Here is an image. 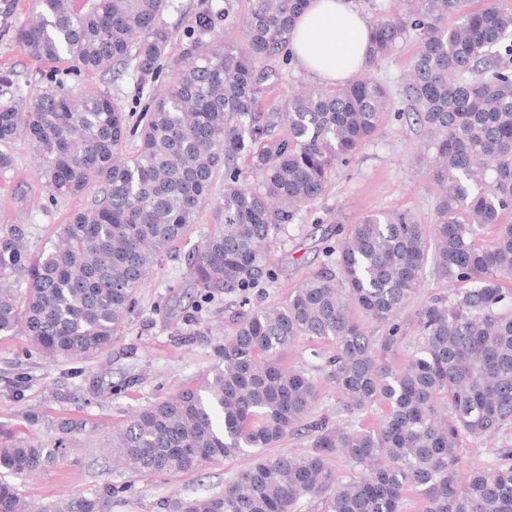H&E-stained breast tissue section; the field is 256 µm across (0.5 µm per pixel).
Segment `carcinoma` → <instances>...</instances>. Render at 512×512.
I'll use <instances>...</instances> for the list:
<instances>
[{"mask_svg": "<svg viewBox=\"0 0 512 512\" xmlns=\"http://www.w3.org/2000/svg\"><path fill=\"white\" fill-rule=\"evenodd\" d=\"M169 0H34L14 38L34 59L80 71L119 65L143 96L171 40L160 23ZM310 0H252L239 15L199 0L185 32L184 66L140 120L125 152L127 116L106 92L48 89L24 105L0 104V145L18 137L38 156V177L55 195L90 184L103 197L63 225L61 243L32 258L16 224L0 237V336L20 334L49 360L91 359L121 335L152 269L214 201L211 225L188 256L206 295L254 287L266 273L264 242L320 198L391 110L376 72L409 39L417 45L399 95L425 132L437 190L432 226L407 212L369 214L336 247V274L306 279L285 305L241 314L219 346L222 361L200 383L144 407L113 431V459L127 472H192L250 449L255 460L224 488L178 496L168 512H402L405 491L423 512H512V446L504 462L460 473L467 438L512 430V6L498 0H392L370 20L368 61L333 87L288 100V131L262 108L269 59H290L298 17ZM237 32L227 41V30ZM250 161L258 182H239ZM224 170V192L213 197ZM497 226L490 247L478 241ZM450 282L472 283L417 312L410 340L399 314L419 291L428 257ZM25 282L23 296L1 280ZM384 326L372 336L351 310ZM301 337L326 340L324 377L336 390L333 421L311 414L317 383L286 365ZM404 354L396 365L392 358ZM385 404L374 426L356 419ZM304 427V452L267 455ZM25 440L0 441V512H27L8 480L65 454ZM341 456L350 473L328 466ZM112 489L52 501L39 512H111Z\"/></svg>", "mask_w": 512, "mask_h": 512, "instance_id": "cac0c4a2", "label": "carcinoma"}]
</instances>
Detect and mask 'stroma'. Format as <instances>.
<instances>
[{
    "mask_svg": "<svg viewBox=\"0 0 512 512\" xmlns=\"http://www.w3.org/2000/svg\"><path fill=\"white\" fill-rule=\"evenodd\" d=\"M197 4L198 0H171L163 12L161 22L172 40L154 90H163L173 77L183 52L184 30ZM272 67L280 78L264 90L267 108H283L302 87L318 83L296 65L277 60ZM3 73L10 74L11 93L20 99L51 85L77 94L108 92L134 123L147 103L132 94L136 82L132 70L117 77L108 71L57 72L51 64L26 55L9 34L0 37ZM403 108L402 100H395L370 143L349 165L333 171L324 195L268 240L266 253L275 276L250 290L251 307L283 305L305 277L325 272V249L335 245L338 227L354 224L364 215L405 211L420 223L432 224L436 189L426 166L415 162L426 135ZM5 151L11 164L0 168V236L13 225H25L28 249L36 255L57 242L62 226L76 211L95 203L99 188L91 186L75 198L52 196L35 173L36 156L25 140H16ZM213 222L212 207L204 206L140 289L122 336L99 356L52 362L39 357L24 336H0V437L50 448L62 437L64 423L74 426L73 449L67 456L34 474L15 477L18 492L31 505L88 496L111 484L121 489L111 512H167L171 498L219 491L252 463V455L244 454L192 473L141 476L113 469L108 446L113 428L130 415L200 382L220 361L217 347L232 333L244 305L237 294L202 298L186 265L187 256ZM453 289L435 262L427 261L421 288L401 314L406 335H418L416 312L430 297Z\"/></svg>",
    "mask_w": 512,
    "mask_h": 512,
    "instance_id": "1",
    "label": "stroma"
}]
</instances>
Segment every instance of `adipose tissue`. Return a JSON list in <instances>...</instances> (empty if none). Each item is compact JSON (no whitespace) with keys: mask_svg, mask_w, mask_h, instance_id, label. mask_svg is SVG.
<instances>
[{"mask_svg":"<svg viewBox=\"0 0 512 512\" xmlns=\"http://www.w3.org/2000/svg\"><path fill=\"white\" fill-rule=\"evenodd\" d=\"M369 32L353 0H310L291 36V52L300 67L334 85L363 66Z\"/></svg>","mask_w":512,"mask_h":512,"instance_id":"obj_1","label":"adipose tissue"}]
</instances>
